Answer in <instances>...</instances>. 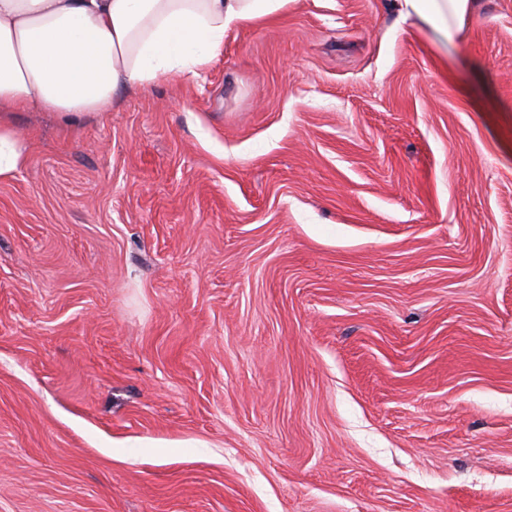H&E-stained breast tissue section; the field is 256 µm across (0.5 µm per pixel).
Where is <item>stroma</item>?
<instances>
[{
    "instance_id": "obj_1",
    "label": "stroma",
    "mask_w": 512,
    "mask_h": 512,
    "mask_svg": "<svg viewBox=\"0 0 512 512\" xmlns=\"http://www.w3.org/2000/svg\"><path fill=\"white\" fill-rule=\"evenodd\" d=\"M444 74L292 0L0 181V512H512V0Z\"/></svg>"
}]
</instances>
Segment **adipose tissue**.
<instances>
[{
    "label": "adipose tissue",
    "instance_id": "1",
    "mask_svg": "<svg viewBox=\"0 0 512 512\" xmlns=\"http://www.w3.org/2000/svg\"><path fill=\"white\" fill-rule=\"evenodd\" d=\"M289 0H0V181L29 161L14 113L78 124L161 78H196L236 27L269 19ZM437 53L463 47L481 0H394Z\"/></svg>",
    "mask_w": 512,
    "mask_h": 512
}]
</instances>
